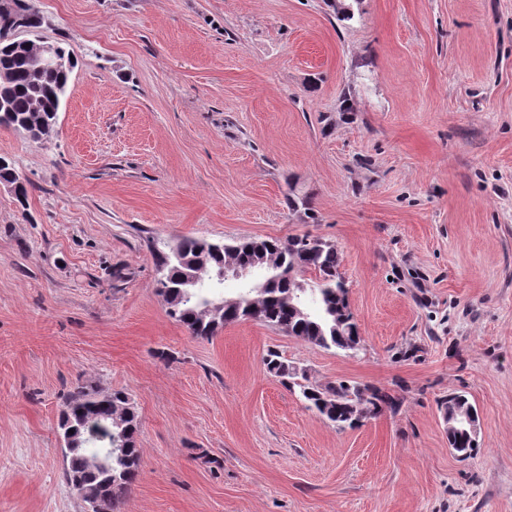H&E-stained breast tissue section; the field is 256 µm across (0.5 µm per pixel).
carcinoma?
I'll return each instance as SVG.
<instances>
[{"label":"carcinoma","mask_w":512,"mask_h":512,"mask_svg":"<svg viewBox=\"0 0 512 512\" xmlns=\"http://www.w3.org/2000/svg\"><path fill=\"white\" fill-rule=\"evenodd\" d=\"M12 2L13 15H0V70L9 73L8 81H0V127L28 136L42 128H57L61 102L77 61L57 42V54L70 66L32 70L29 59L41 45L43 20L26 0ZM0 181L18 184L16 199L26 203L27 189L18 183L9 159L0 165ZM309 239V235L284 241L251 239L206 248L199 239L185 238L171 252L155 253L158 292L168 305L169 315L197 338L208 339L225 324L248 317L317 346L343 349L351 345L353 337L348 331L341 259L334 245H311ZM227 265L267 272L265 286L242 292L233 304L225 303L220 285ZM306 272L313 278L299 282L298 276ZM265 365L288 387H299L309 407L334 423L353 424L354 407L361 403L370 417L396 407L391 395L376 388L360 389L342 382L325 386L300 383L296 369L274 351L267 355ZM441 407L467 408L472 411L473 422H478L477 409L464 395H449ZM60 428L63 437L71 435L78 441L66 452L67 483L85 502L96 489H103L110 512H119L140 464V420L128 395L122 390L103 393L79 383L64 396ZM448 442L456 453L469 457L478 448L470 425L455 421L450 422Z\"/></svg>","instance_id":"1"}]
</instances>
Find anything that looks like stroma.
<instances>
[{
	"instance_id": "35a3bbf8",
	"label": "stroma",
	"mask_w": 512,
	"mask_h": 512,
	"mask_svg": "<svg viewBox=\"0 0 512 512\" xmlns=\"http://www.w3.org/2000/svg\"><path fill=\"white\" fill-rule=\"evenodd\" d=\"M27 2L77 66L51 139L0 127L28 190L0 183V512H86L80 383L141 419L121 512H512V0ZM302 235L342 257L358 350L169 316L156 251ZM271 351L397 406L338 427ZM458 420L467 421L466 425H460L458 422H453L448 419L450 428L448 430V442L452 448L456 449V453L466 457H471L478 448L477 436H474L470 429V418L464 414H456Z\"/></svg>"
}]
</instances>
